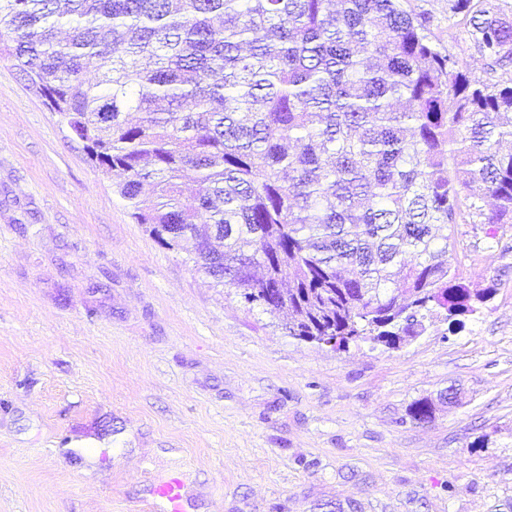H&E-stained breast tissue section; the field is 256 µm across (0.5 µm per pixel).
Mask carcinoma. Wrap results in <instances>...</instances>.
Instances as JSON below:
<instances>
[{
	"instance_id": "carcinoma-1",
	"label": "carcinoma",
	"mask_w": 512,
	"mask_h": 512,
	"mask_svg": "<svg viewBox=\"0 0 512 512\" xmlns=\"http://www.w3.org/2000/svg\"><path fill=\"white\" fill-rule=\"evenodd\" d=\"M408 2L0 0V57L161 245L297 340L391 350L493 298L455 227L512 224V16L448 0L476 69Z\"/></svg>"
}]
</instances>
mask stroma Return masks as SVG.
I'll return each instance as SVG.
<instances>
[{
    "label": "stroma",
    "instance_id": "obj_1",
    "mask_svg": "<svg viewBox=\"0 0 512 512\" xmlns=\"http://www.w3.org/2000/svg\"><path fill=\"white\" fill-rule=\"evenodd\" d=\"M494 298L396 350L298 341L136 223L0 58V512H512V224ZM456 386L428 424L411 403ZM157 494L166 504L165 512H185V497L182 481L171 478L157 488Z\"/></svg>",
    "mask_w": 512,
    "mask_h": 512
}]
</instances>
